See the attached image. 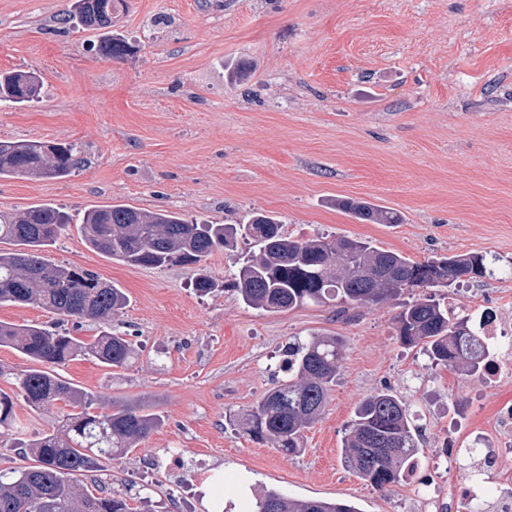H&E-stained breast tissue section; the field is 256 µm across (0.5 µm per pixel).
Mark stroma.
Wrapping results in <instances>:
<instances>
[{"mask_svg": "<svg viewBox=\"0 0 512 512\" xmlns=\"http://www.w3.org/2000/svg\"><path fill=\"white\" fill-rule=\"evenodd\" d=\"M73 0H0V71L41 74V98L0 102V140L72 144L62 179H0V211L51 204L74 223L42 255L121 288L113 333L137 354L123 368L91 358L61 367L69 382L161 416L160 425L98 473L133 512H253L275 489L341 500L360 512H429L418 478L382 492L345 469L341 440L355 404L390 387L426 426L423 449L470 443L490 429L512 386L428 365L396 330L400 301L337 316L324 305L260 313L232 293L197 294L190 267L130 266L90 250L76 223L125 204L223 224L254 211L285 234L371 241L423 261L512 258V0H125L112 29L134 47L99 55V31L62 22ZM246 63L243 82L227 65ZM353 198L392 209L398 224L356 220ZM456 310L500 306L512 279L469 282ZM0 321L58 325L88 339L97 321L36 306H0ZM314 333L346 345L304 450L286 455L232 424L273 386L289 342ZM70 408L17 400L0 433V472L26 466L15 438L52 432ZM178 464H171V455Z\"/></svg>", "mask_w": 512, "mask_h": 512, "instance_id": "35a3bbf8", "label": "stroma"}]
</instances>
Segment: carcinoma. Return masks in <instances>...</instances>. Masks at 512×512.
<instances>
[{
	"label": "carcinoma",
	"instance_id": "1",
	"mask_svg": "<svg viewBox=\"0 0 512 512\" xmlns=\"http://www.w3.org/2000/svg\"><path fill=\"white\" fill-rule=\"evenodd\" d=\"M123 0H74L63 22L101 30L98 53L121 59L129 44L115 37L112 11ZM41 76L33 71L0 73V101L25 105L39 98ZM77 165L73 145L0 141V178L22 175L62 179ZM336 206L373 224H400L401 216L366 201L338 199ZM71 224L70 217L48 204L19 213L0 211V241L17 249L0 252V305H35L60 316L89 318L110 325L126 306L125 294L97 274L82 268L50 264L40 249ZM79 232L93 250L131 266H201L220 248L238 239L249 251L228 270L224 284L242 303L260 313H276L307 303L372 307L405 292L420 291L397 316L403 344L418 347L432 364H442L468 377H481L486 353L470 315L450 313L435 297L438 288L459 287L492 275L486 256L465 253L414 261L368 241L316 234L293 239L277 218L263 212L239 224L189 222L179 213L142 211L124 204L89 210ZM475 275L464 278L469 271ZM0 347L21 353L30 366L15 376V390H0V428L16 425L18 396L40 409L59 400L73 408L56 430L33 440L17 439L13 447L35 465L0 475V512H132L127 500L112 495L99 482L87 486L78 477L100 471V458L127 452L161 422L157 414L123 405L100 410L102 400L63 379L54 369L79 357L94 358L110 368L132 359L134 345L103 330L87 341L35 324L0 322ZM345 355L339 336L312 335L288 344L285 372L258 404L239 418L254 440L270 442L286 455L303 451L304 432L320 417L330 387ZM419 432L407 403L388 387L377 389L356 404L341 448L344 467L371 486L388 491L405 482L421 465ZM360 512L347 502L296 500L267 489L256 502L257 512Z\"/></svg>",
	"mask_w": 512,
	"mask_h": 512
}]
</instances>
